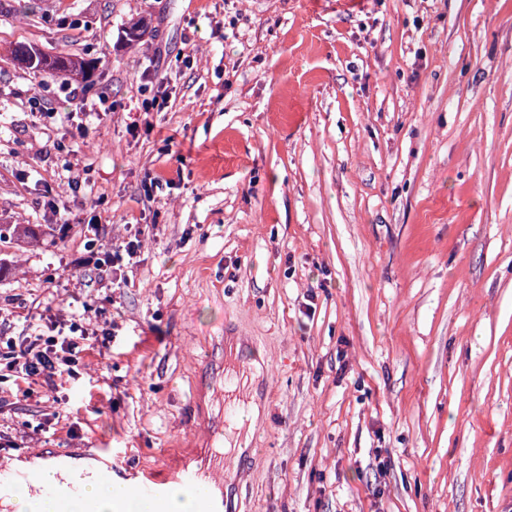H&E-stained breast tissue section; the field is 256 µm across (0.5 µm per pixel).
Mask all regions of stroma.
Returning <instances> with one entry per match:
<instances>
[{
    "instance_id": "1",
    "label": "stroma",
    "mask_w": 512,
    "mask_h": 512,
    "mask_svg": "<svg viewBox=\"0 0 512 512\" xmlns=\"http://www.w3.org/2000/svg\"><path fill=\"white\" fill-rule=\"evenodd\" d=\"M64 206L0 244V333L110 321L0 383L6 462L218 463L238 339L262 414L224 512H512V0H0V225ZM20 51L27 52L29 56V62L27 65H25L27 67H31L32 65H35V67L42 69L44 67H53V69L62 67L69 72H73L74 74L81 76V78L86 80L87 82L91 81L92 73L95 69L94 61L84 58L63 56L56 57L52 60L48 59L46 56L40 53H35V50L25 45H18L12 49L11 55L16 61L18 59V54ZM58 64H60V66H58Z\"/></svg>"
}]
</instances>
